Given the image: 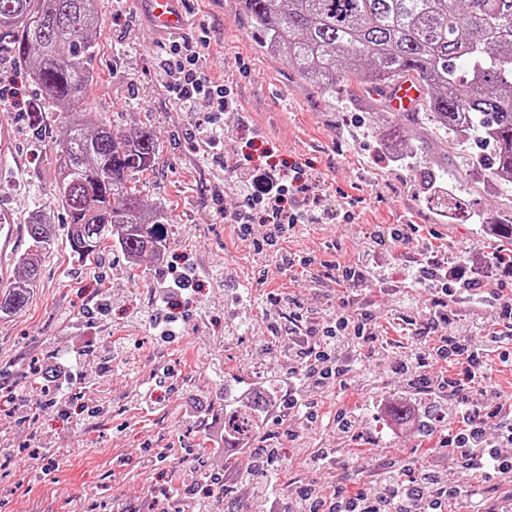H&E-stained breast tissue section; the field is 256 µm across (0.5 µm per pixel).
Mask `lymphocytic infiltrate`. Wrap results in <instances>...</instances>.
Segmentation results:
<instances>
[{
  "mask_svg": "<svg viewBox=\"0 0 512 512\" xmlns=\"http://www.w3.org/2000/svg\"><path fill=\"white\" fill-rule=\"evenodd\" d=\"M208 40H174L164 44L156 70L161 94L189 120L197 158L209 160L224 147V127L219 115L238 109V95L232 87L214 83L203 75ZM224 187L241 203L225 213L241 240L251 242L263 254L277 248L293 235L309 233L315 225L347 218L343 208H321V185L293 169H262L242 159L225 157ZM265 225L261 237H254V225ZM301 265L312 268L311 281L321 286L329 281L352 285V295L336 312L327 313L291 298L283 302L288 312L283 352L287 357L288 392L270 397L269 412L288 418L299 426L312 419L346 434L357 425L353 412L318 414L307 392H324L330 384L353 375L363 386L376 390L370 405L377 414L402 409L413 428L431 427L447 418L448 455L461 468L485 477L512 478V401L488 404L495 389L491 383L496 367L512 369V263L503 265L497 285L481 288L463 264L429 253L408 269L406 283L395 289L392 302L402 316L416 326L417 350L396 357L369 305L360 297L387 279L388 262L377 243L364 247L356 262L348 266L316 264L314 258L300 257ZM498 312L497 328H490L483 309ZM439 333L437 353L422 351L431 333ZM84 351L74 347L63 353L50 380L56 392L64 393L90 385L83 362ZM456 361L459 370L448 375L430 370L437 357ZM424 368L425 393L410 391L393 404L379 393L384 376L407 378ZM243 464L235 481L246 486L255 512H277L279 488L283 481L275 451L241 446ZM360 465L369 477L368 492L349 495L334 490L323 495L315 484L297 483L288 497V512H444L449 497L462 498L465 512H512V495L494 498L478 483L453 482L448 471L434 464L407 474L392 463L364 456Z\"/></svg>",
  "mask_w": 512,
  "mask_h": 512,
  "instance_id": "lymphocytic-infiltrate-1",
  "label": "lymphocytic infiltrate"
}]
</instances>
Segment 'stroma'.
<instances>
[{
    "label": "stroma",
    "instance_id": "obj_1",
    "mask_svg": "<svg viewBox=\"0 0 512 512\" xmlns=\"http://www.w3.org/2000/svg\"><path fill=\"white\" fill-rule=\"evenodd\" d=\"M187 2L186 36L210 38L207 77L233 85L241 103V112L220 116L229 150L258 166L276 164L320 177L323 205L338 204L352 214L351 220L320 224L288 239L284 250L347 265L356 261L377 225H410L408 236L391 248L390 279L368 296L396 353L405 354L414 346V328L400 320L391 298L402 268L427 250L489 265L498 238L485 227L512 207V193L487 183L466 153L444 154L437 133L426 126L404 123L412 157H395L382 141L385 122L355 103L359 88L345 87L331 98L306 83L294 66L260 47L239 0ZM100 10L94 79L80 105L120 128L153 130L159 159L154 172L144 175L140 196L147 205L167 210L166 247L162 258L144 259L134 269L116 247L87 261L73 256L64 212L51 194L62 125L53 109H45L46 138L40 150L31 149L28 112L36 90L25 66L1 51L0 87L6 94L0 110L16 129L18 159H0V203L21 225L35 207L53 209L56 240L38 257L40 281L26 308L0 315V396L20 394L25 404L15 413L0 411V512H190L195 498L205 495L212 497L216 512H223L228 499L244 507L250 494L233 482L241 457L208 454L209 426L223 423L231 394L256 382L282 388L288 362L271 339L279 298L291 296L332 311L350 287L329 282L314 289L307 268L283 265L238 239L223 217L238 206L237 197L214 195L223 155L204 163L196 159L187 118L156 87L159 43L147 37L138 10L115 14L112 0H100ZM426 161L460 198L463 214H449L421 192ZM175 268L194 274L189 291L176 296L172 307L185 332L161 347L137 314L149 308ZM239 288L252 293L254 329L232 338L228 332ZM116 336L134 355L124 368L112 370L103 356ZM76 343L90 350L87 367L95 383L59 399L42 369ZM159 366L168 375L152 400L141 403L140 386ZM370 398L350 376L317 398L324 412L364 409L357 438L340 439L318 428L294 441L279 418L260 423L252 441L269 440L284 453L282 495L291 493L296 478L316 482L326 492L365 489L368 477L355 454L359 448L388 463L444 464L450 478L471 481V473L448 465L443 436L392 434L386 420L366 411ZM339 446L347 453L337 467L306 469L312 449ZM158 448L168 449V459L149 463ZM40 456L55 462L49 475L40 473ZM201 463L222 476L224 489L198 484ZM173 484L179 490L171 495L167 489Z\"/></svg>",
    "mask_w": 512,
    "mask_h": 512
}]
</instances>
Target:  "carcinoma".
Listing matches in <instances>:
<instances>
[{
  "label": "carcinoma",
  "instance_id": "cac0c4a2",
  "mask_svg": "<svg viewBox=\"0 0 512 512\" xmlns=\"http://www.w3.org/2000/svg\"><path fill=\"white\" fill-rule=\"evenodd\" d=\"M264 47L304 81L336 97L356 82L372 110L387 111L385 88L402 75L425 97L412 124L435 128L442 149L473 143L471 161L499 186L512 187V0H239ZM102 20L98 0H0V44L28 63L39 93L28 121L41 133L42 107L66 126L57 153L54 197L77 258L119 246L129 263L161 252L167 213L140 200V176L153 169L154 134L129 133L94 112L74 110L90 84ZM498 256H512V212L501 218ZM33 254L17 260L0 293V314L27 306L40 279L37 253L51 247L53 211L29 215Z\"/></svg>",
  "mask_w": 512,
  "mask_h": 512
}]
</instances>
